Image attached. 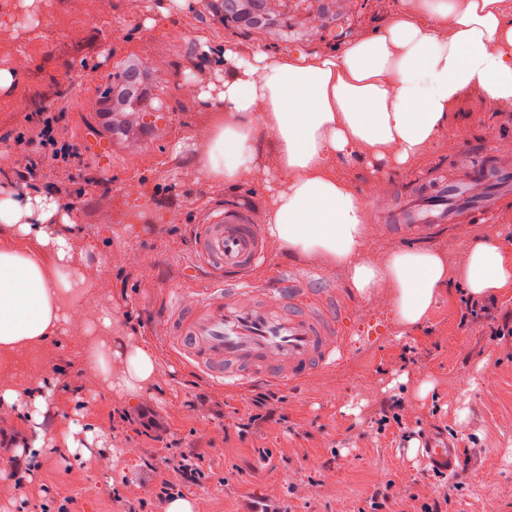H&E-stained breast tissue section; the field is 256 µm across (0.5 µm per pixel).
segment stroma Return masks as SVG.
I'll list each match as a JSON object with an SVG mask.
<instances>
[{"instance_id": "obj_1", "label": "stroma", "mask_w": 512, "mask_h": 512, "mask_svg": "<svg viewBox=\"0 0 512 512\" xmlns=\"http://www.w3.org/2000/svg\"><path fill=\"white\" fill-rule=\"evenodd\" d=\"M401 0H353L338 8L339 22L311 27V12L289 10L273 0L272 28L248 31L227 21L209 0H188L174 10L170 0H0V69L13 73L0 90V185L21 195L20 163L10 147L24 112L64 99L67 137L83 145L105 112V91L128 66L141 70L153 120L165 123L147 147L125 144L110 165L85 156L72 173L83 194L59 200L60 212L81 227L72 241L73 266L87 291L76 313L86 323L112 316L113 336L133 335L147 343L164 368L159 388L141 403L88 383L92 347L64 334L32 349L22 369L54 380L46 425L75 415L98 425L108 445L83 458L57 448L40 456L24 489L6 476L0 457V512H40L67 505L69 512H128L129 500L156 502L160 480L178 482L166 460L173 449L203 453L208 478L185 492L194 512H244L266 500L288 512H368L378 491L389 493L382 512H421L444 497L448 512H512V336L491 340L485 320L461 325L465 298L455 282L442 289L425 325L402 333L390 289L360 295L343 269L324 271L321 262L267 242L265 264L251 270L259 284L285 266L324 271L343 313L340 364L283 392L273 417L240 425L255 392L229 390L197 376L167 351L162 318L169 290L182 291L184 304L196 299L208 278L190 249V236L204 211L224 203L247 210L254 223L268 220L278 185L271 136L255 133L256 173L226 189L193 166L209 143L219 115L197 95H186L180 79L212 76L202 46L235 44L241 51H332L348 39L372 33L396 18ZM22 16L35 17L31 26ZM180 36L178 46L165 34ZM512 156V112H496L478 93L467 94L448 128L424 155L404 170L373 171L367 157L336 161L337 175L368 193L383 178L385 207L367 206L368 237L384 253L409 246L440 253L449 267L485 225H500L504 254L512 260V196L488 215L467 212L426 239L399 236L384 219L399 203L442 175L458 176L463 160L500 168ZM433 390L420 396L423 382ZM397 401L401 425H377L383 402ZM153 407L167 426L161 436L143 433L142 406ZM453 442L458 458L453 476L435 478L425 460V436ZM270 460L259 458L258 449Z\"/></svg>"}]
</instances>
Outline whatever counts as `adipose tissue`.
<instances>
[{"mask_svg": "<svg viewBox=\"0 0 512 512\" xmlns=\"http://www.w3.org/2000/svg\"><path fill=\"white\" fill-rule=\"evenodd\" d=\"M224 63L217 100L224 120L197 170L234 188L254 174L253 139L263 126L276 146L279 186L267 221L279 247L345 269L362 295L393 292L398 321L421 328L440 289L458 281L468 296L482 299L512 287V260L504 255L497 225L465 247L456 268L429 248L375 254L365 226L361 194L338 178L335 159L373 153L405 167L448 127L463 95L479 93L501 110H512V0H402L395 20L353 39L336 51L309 53L215 50ZM48 197L0 198V359L16 362L35 346L54 340L70 324L67 298L84 279L72 269L71 218L53 223ZM31 237L50 253L53 267L18 246ZM101 350L91 375L135 403L162 378L153 350L135 337ZM52 383L24 376L0 387V406L16 412L28 435L19 451L79 448L101 432L75 428L53 438L43 430Z\"/></svg>", "mask_w": 512, "mask_h": 512, "instance_id": "obj_1", "label": "adipose tissue"}]
</instances>
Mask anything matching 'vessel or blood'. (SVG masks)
<instances>
[{"label":"vessel or blood","mask_w":512,"mask_h":512,"mask_svg":"<svg viewBox=\"0 0 512 512\" xmlns=\"http://www.w3.org/2000/svg\"><path fill=\"white\" fill-rule=\"evenodd\" d=\"M512 193V171L478 168L468 180L441 181L427 201L408 205L394 217L405 233L423 237L450 223L456 210L492 212ZM193 254L211 285L192 307L173 294L164 316L167 341L176 357L225 388L243 392L256 383L288 388L337 364L343 338L336 293L319 276L283 269L272 284L259 286L248 273L266 259L264 234L248 214L212 207L194 233ZM429 460L456 468L452 446L431 441Z\"/></svg>","instance_id":"vessel-or-blood-1"}]
</instances>
